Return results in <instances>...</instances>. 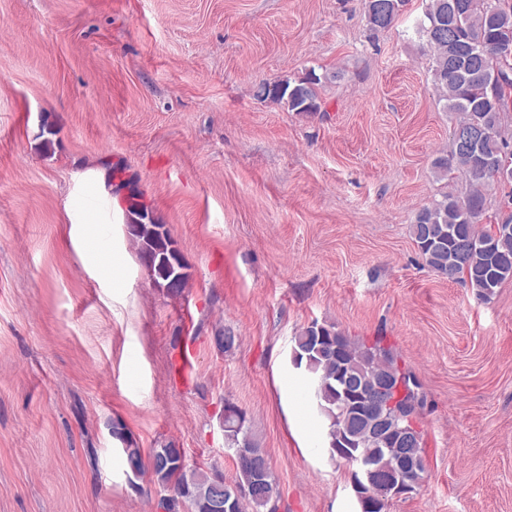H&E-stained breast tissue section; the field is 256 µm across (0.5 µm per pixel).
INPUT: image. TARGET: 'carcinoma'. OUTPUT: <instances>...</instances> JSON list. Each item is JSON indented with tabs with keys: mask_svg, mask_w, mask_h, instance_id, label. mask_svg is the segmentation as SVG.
<instances>
[{
	"mask_svg": "<svg viewBox=\"0 0 512 512\" xmlns=\"http://www.w3.org/2000/svg\"><path fill=\"white\" fill-rule=\"evenodd\" d=\"M408 0H361L369 30L391 27ZM418 31L430 52L432 85L450 112L459 114L454 128L477 127L484 133L478 153L448 148L433 161L441 177L456 176L465 183L459 195L445 194L422 206L410 225L411 236L425 266L441 278L462 280L477 299H491L504 284L512 282V190L504 195L497 212L486 214L485 184L494 180L487 161H512V136L504 130L506 112L512 108V0H426ZM320 77L310 72L293 83H264L258 96L287 106L297 113L320 111L316 86ZM127 230L143 264L159 288L180 295L189 276L174 274L180 254L165 225L149 216L148 209L132 193L127 198ZM484 227H479L482 219ZM293 358L315 384L320 414L327 420L326 444L332 457L351 455L371 468L395 471L398 459L394 435H376L370 421L346 428L343 422L361 412L369 385L376 373L403 386L399 412L392 413L400 427L419 426L424 407L419 393L406 388L413 372L398 353L377 340L368 344L346 335L333 325L311 322L293 338ZM409 449L416 462L415 477L426 472L423 431L416 432ZM112 438L120 448L127 468L149 476L159 488L157 509L161 512H211L210 504L223 480L214 467L203 469L185 463L183 449L169 442L144 454L131 439L124 424L112 423ZM224 438L232 444L236 476L224 480V498H233L236 512H277L281 499L279 483L263 449L246 428V414L236 406L224 407ZM251 448L248 456L234 445ZM393 499L371 488L361 512H390Z\"/></svg>",
	"mask_w": 512,
	"mask_h": 512,
	"instance_id": "obj_1",
	"label": "carcinoma"
}]
</instances>
